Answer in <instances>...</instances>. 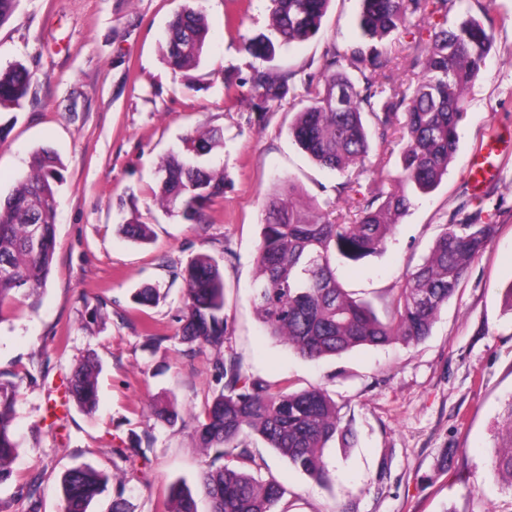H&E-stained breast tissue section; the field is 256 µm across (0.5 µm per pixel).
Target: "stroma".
<instances>
[{
  "instance_id": "1",
  "label": "stroma",
  "mask_w": 512,
  "mask_h": 512,
  "mask_svg": "<svg viewBox=\"0 0 512 512\" xmlns=\"http://www.w3.org/2000/svg\"><path fill=\"white\" fill-rule=\"evenodd\" d=\"M184 2L19 0L0 26V68L19 63L34 75L23 108L0 110V197L38 150L55 152L64 166L47 281L0 312V372L22 380V446L11 479L0 484V512H26L32 503L61 512L60 476L83 465L110 477L88 512H110L117 498L128 512H162L172 484L197 488L206 457L190 416L223 387L214 351L181 340L178 272L200 253L219 260L224 278L225 356L275 386L325 388L354 432L350 447L333 442L325 451L327 487L248 436L251 474L282 484L289 512H512V493L490 466L512 400V154L496 158L483 194L469 188L479 146L512 136V0H454L447 15H424L378 42L406 85L422 77L411 65L415 40H429L442 23L476 17L491 47L484 71L464 89L466 115L447 174L398 217L382 253L338 264L336 278L383 316L442 225L475 215L496 225L494 240L424 341L317 361L268 335L252 285L265 206L284 182L306 205L346 214L367 198L370 170H399L401 144L373 145L367 173L338 191V177L289 133L306 102L301 80L319 73L327 52L360 42V0H331L315 37L277 47L264 62L244 44L274 38L272 0H199L209 27L204 62L175 73L162 61L164 34ZM259 65L289 74L296 87L295 100L263 116L244 86ZM210 127L224 132L223 148L204 158L223 169L224 196L202 222L189 223L157 204L158 166L186 135ZM134 215L150 225L149 243L120 232ZM145 288L158 299L134 303ZM96 307L102 318L94 322ZM90 354L102 365L95 411L70 405L62 425L51 426L49 396ZM156 402L174 403L182 422L162 425L150 409Z\"/></svg>"
}]
</instances>
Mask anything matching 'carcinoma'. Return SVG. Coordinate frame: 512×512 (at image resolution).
I'll list each match as a JSON object with an SVG mask.
<instances>
[{
  "instance_id": "carcinoma-1",
  "label": "carcinoma",
  "mask_w": 512,
  "mask_h": 512,
  "mask_svg": "<svg viewBox=\"0 0 512 512\" xmlns=\"http://www.w3.org/2000/svg\"><path fill=\"white\" fill-rule=\"evenodd\" d=\"M272 27L282 44L304 41L319 31L329 0H272ZM448 16V0H362L359 26L363 37L383 39L410 15L426 11ZM208 26L201 10L185 5L173 15L164 38V60L174 72L195 69L207 44ZM490 49L484 25L470 16L450 28L440 27L429 46H415L412 66L423 77L411 93L390 82L391 59L359 44L335 49L320 77L303 86L309 104L296 112L290 133L320 167L343 178L341 188L363 172L371 137L386 147L395 134L403 142L401 171L395 178L372 170L369 198L358 205L349 224L336 223L330 212L313 214L294 202L298 189L274 196L268 205L257 250L254 303L270 336L284 340L309 360L336 356L364 346L396 341L420 342L432 330L441 308L455 294L472 261L490 244L494 224H445L423 263L407 273L396 289L390 316L381 319L371 302L342 288L336 262H358L385 246L396 217L405 214L419 194L434 189L458 149V126L465 112L463 88L481 73ZM373 73L366 74V66ZM31 73L20 65L0 69V107L20 108ZM256 108L268 112L290 93L288 76L256 68L245 81ZM405 121L398 122V110ZM219 129L210 128L182 140L159 169L162 206L185 220L198 222L205 208L224 197V170L202 158L222 146ZM62 163L42 149L31 173L0 202V314L21 292L46 284L56 246L57 195L64 181ZM127 237L145 242L149 226L136 219L121 225ZM186 299L181 336L200 348L224 346V279L209 254L196 255L180 271ZM224 385L194 416L202 448L210 459L199 476L198 490L211 512H275L286 490L276 481H257L248 467L255 457L244 441L254 432L268 447L320 485L331 483L324 459L334 441L353 438L342 426L341 408L321 387L292 391L274 387L242 370L233 358L216 360ZM99 365L94 357L79 362L63 378V406L74 401L91 414L96 409ZM20 383L0 378V485L12 474L21 448L15 431ZM157 418L173 426L181 420L170 404L152 406ZM508 427L498 433L500 449L491 468L512 490V403ZM108 478L88 467H74L61 477L62 512H87L103 493ZM164 512H197L192 491L173 484Z\"/></svg>"
}]
</instances>
